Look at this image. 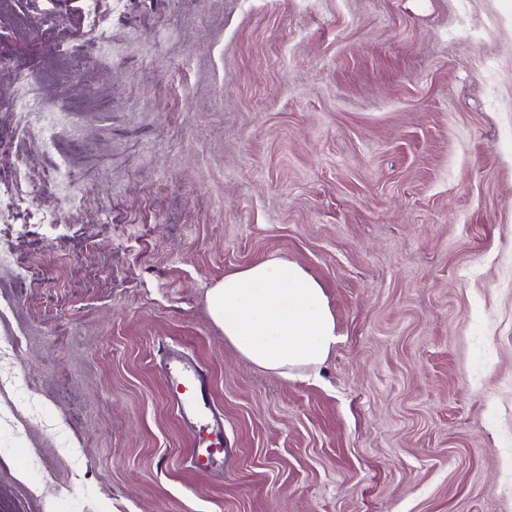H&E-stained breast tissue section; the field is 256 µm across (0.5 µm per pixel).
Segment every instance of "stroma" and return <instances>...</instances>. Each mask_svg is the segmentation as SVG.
Listing matches in <instances>:
<instances>
[{"label":"stroma","instance_id":"stroma-1","mask_svg":"<svg viewBox=\"0 0 512 512\" xmlns=\"http://www.w3.org/2000/svg\"><path fill=\"white\" fill-rule=\"evenodd\" d=\"M0 0V129L39 88L72 176L22 155L0 253V507L512 512V0ZM282 258L338 342L290 381L207 304ZM206 369L202 472L162 355Z\"/></svg>","mask_w":512,"mask_h":512}]
</instances>
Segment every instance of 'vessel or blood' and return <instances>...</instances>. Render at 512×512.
<instances>
[{
    "label": "vessel or blood",
    "mask_w": 512,
    "mask_h": 512,
    "mask_svg": "<svg viewBox=\"0 0 512 512\" xmlns=\"http://www.w3.org/2000/svg\"><path fill=\"white\" fill-rule=\"evenodd\" d=\"M165 374L170 401L193 433L195 469L205 470L224 455V425L213 415L211 388L204 370L179 354H168Z\"/></svg>",
    "instance_id": "obj_1"
}]
</instances>
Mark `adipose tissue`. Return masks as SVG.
I'll use <instances>...</instances> for the list:
<instances>
[{"label": "adipose tissue", "mask_w": 512, "mask_h": 512, "mask_svg": "<svg viewBox=\"0 0 512 512\" xmlns=\"http://www.w3.org/2000/svg\"><path fill=\"white\" fill-rule=\"evenodd\" d=\"M208 305L242 357L285 380L318 371L338 340L320 283L283 259L225 275L210 288Z\"/></svg>", "instance_id": "obj_1"}]
</instances>
